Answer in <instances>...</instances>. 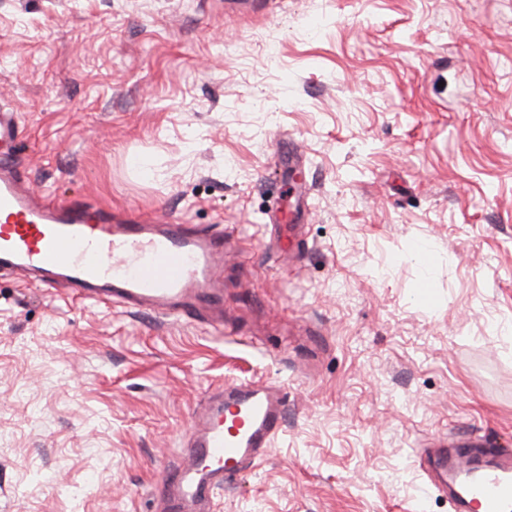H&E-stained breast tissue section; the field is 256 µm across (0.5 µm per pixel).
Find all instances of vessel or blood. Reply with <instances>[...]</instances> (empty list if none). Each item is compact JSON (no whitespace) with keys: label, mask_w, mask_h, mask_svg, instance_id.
<instances>
[{"label":"vessel or blood","mask_w":512,"mask_h":512,"mask_svg":"<svg viewBox=\"0 0 512 512\" xmlns=\"http://www.w3.org/2000/svg\"><path fill=\"white\" fill-rule=\"evenodd\" d=\"M19 145L16 112L0 108L1 271L86 300L223 325V230L49 200L19 172ZM285 399L281 383L265 381L224 387L195 408L180 463L157 493L162 512L207 506L216 486L265 454ZM435 465L441 479L468 477L460 501L474 512H512V459L455 443L438 449Z\"/></svg>","instance_id":"obj_1"}]
</instances>
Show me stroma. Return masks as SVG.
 I'll return each instance as SVG.
<instances>
[{
	"label": "stroma",
	"mask_w": 512,
	"mask_h": 512,
	"mask_svg": "<svg viewBox=\"0 0 512 512\" xmlns=\"http://www.w3.org/2000/svg\"><path fill=\"white\" fill-rule=\"evenodd\" d=\"M0 106L37 193L238 244L220 331L0 272V512H155L260 380L283 430L215 512H457L428 452L512 454V0H0Z\"/></svg>",
	"instance_id": "obj_1"
}]
</instances>
